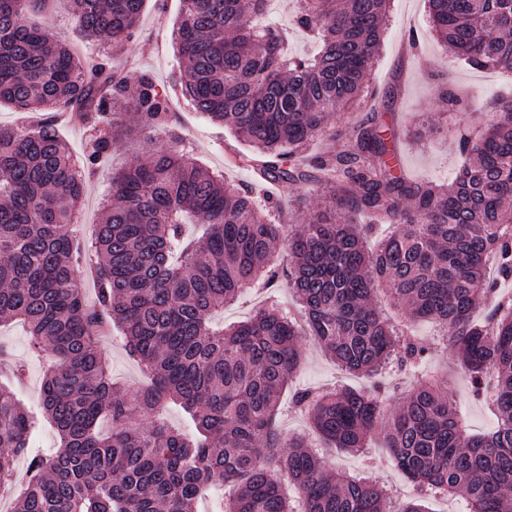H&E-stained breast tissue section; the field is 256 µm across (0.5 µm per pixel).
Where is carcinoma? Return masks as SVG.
<instances>
[{"mask_svg":"<svg viewBox=\"0 0 512 512\" xmlns=\"http://www.w3.org/2000/svg\"><path fill=\"white\" fill-rule=\"evenodd\" d=\"M48 0H0V104L48 111L63 103L100 131L74 160L55 125L0 129V322L23 321L44 374L42 417L59 450L33 456L38 419L0 386V494L11 512H197L204 493L224 512H384L376 484L324 471L323 446L366 447L387 425L395 467L419 494L460 499L464 512H512V299L487 323L474 313L495 284L485 264L512 276V102L476 142L451 184L411 181L397 168L393 137L379 124L353 127L345 149L305 156L336 115L368 94L389 0H296L295 25L317 55L289 54L288 33L260 26L267 0H179L173 41L192 107L228 126L248 147L259 183L316 184L326 206L300 215L301 230L275 222L278 203L222 182L184 145L158 139L169 99L147 74L135 86L105 56L87 67L29 15ZM76 26L117 47L133 38L145 0H70ZM432 30L474 69L512 71V0H427ZM131 122L114 125L116 106ZM139 136L149 146L112 177L106 216L80 243L73 219L84 173ZM186 224H205L198 238ZM392 231L377 249L368 235ZM288 243L295 315L272 303L249 320L216 328L212 314L245 288H270L280 241ZM95 274L85 298L80 263ZM385 291L413 319L450 329L446 345L465 365L473 393L497 418L469 434L454 399L422 382L400 412L365 392L299 390L312 436L275 428L280 395L311 340L348 372L389 364L415 371L426 348L371 297ZM116 330L147 382L127 398L112 381L100 334ZM167 403L195 424L186 435L153 419ZM108 421L104 434L100 425Z\"/></svg>","mask_w":512,"mask_h":512,"instance_id":"1","label":"carcinoma"}]
</instances>
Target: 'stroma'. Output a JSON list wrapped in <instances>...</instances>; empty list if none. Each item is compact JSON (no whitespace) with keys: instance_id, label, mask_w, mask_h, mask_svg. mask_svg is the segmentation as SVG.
<instances>
[{"instance_id":"35a3bbf8","label":"stroma","mask_w":512,"mask_h":512,"mask_svg":"<svg viewBox=\"0 0 512 512\" xmlns=\"http://www.w3.org/2000/svg\"><path fill=\"white\" fill-rule=\"evenodd\" d=\"M178 4L179 0H147L134 38L117 56L107 41L87 38L74 25L70 0H53L48 22L55 37L80 59L92 61L109 53L119 74L131 79L142 73L151 76L167 91L174 130L198 162L224 181L254 184L253 169L235 162L244 144L224 125L194 111L180 92L178 55L172 39ZM369 89V95L354 110L335 119L336 128L344 129L347 123L370 119L374 111H381L383 126L395 132L404 171L417 180L442 183L450 181L463 162L461 136L477 139L492 122L497 100L512 97V72L476 70L449 53L431 29L426 0H390L384 42L369 76ZM445 91L455 97V104L442 99ZM134 151L133 144L115 142L111 154L87 175L78 239L90 238L96 224L101 223L112 176L133 159ZM263 193L280 202L278 220L290 228L296 225V197H304L309 208L320 200L316 187L290 183L266 186ZM414 330L428 348L421 375L443 381L472 431H490L494 418L483 400L473 395L468 372L446 347L441 331L429 322L415 323ZM0 343L10 348L14 360L25 365L22 380L13 387L15 396L29 410L39 411L42 377L50 356L32 354L26 331L18 323L0 324ZM296 382L311 388L336 385L364 389L372 385L369 378L341 370L312 342L304 348ZM324 462L327 468L371 479L390 495L412 492L410 482L390 463L382 432L372 434L367 452L331 450Z\"/></svg>"}]
</instances>
